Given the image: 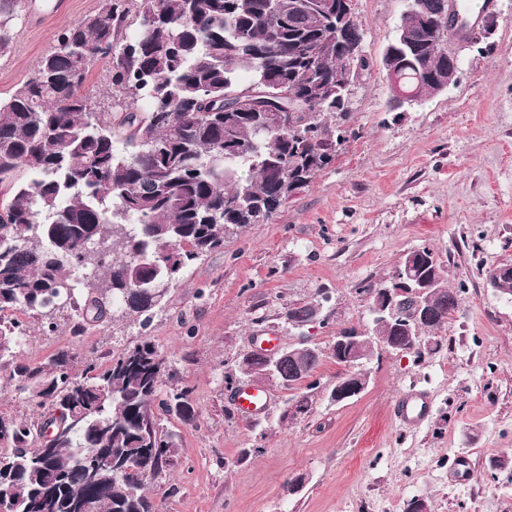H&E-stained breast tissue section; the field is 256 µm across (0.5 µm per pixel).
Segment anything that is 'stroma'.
Returning a JSON list of instances; mask_svg holds the SVG:
<instances>
[{
  "label": "stroma",
  "instance_id": "obj_1",
  "mask_svg": "<svg viewBox=\"0 0 512 512\" xmlns=\"http://www.w3.org/2000/svg\"><path fill=\"white\" fill-rule=\"evenodd\" d=\"M10 52L0 56V98L8 97L55 45L58 33L95 13L100 0H22ZM404 0H355L362 47L373 64L349 99L354 133L335 161L279 210L201 257L169 289L149 326L121 312L79 324L71 306L42 316L7 309L27 330L0 359V416L42 425L37 407L9 378L13 365L66 355L73 372L150 339L172 370L166 387L188 386L194 422L162 416L181 454L150 492L164 512H403L410 499L429 512H512V299L487 284L512 261V0H494L493 31L459 48L462 70L448 91L402 107L380 63ZM442 263L459 304L422 359L380 352L367 362V390L333 403L340 368L324 359L311 393L271 380L251 382L239 360L267 335L298 338L286 305L323 298L319 348L338 329L371 323L367 281L390 277L412 250ZM257 384L267 411L240 419L235 392ZM424 392L432 410L420 426L393 415L404 390ZM310 409L290 414L300 397ZM305 475L297 493L288 479Z\"/></svg>",
  "mask_w": 512,
  "mask_h": 512
}]
</instances>
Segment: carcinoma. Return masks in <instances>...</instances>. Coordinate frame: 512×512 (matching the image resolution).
<instances>
[{
    "mask_svg": "<svg viewBox=\"0 0 512 512\" xmlns=\"http://www.w3.org/2000/svg\"><path fill=\"white\" fill-rule=\"evenodd\" d=\"M19 0H0V55L12 41ZM422 0L400 24L410 41L395 59L406 90L418 95L454 71L446 32ZM363 30L349 25L336 44V0H100L98 11L64 29L36 67L38 79L0 99V312H46L48 296L81 321L100 322L118 306L150 322L169 288L199 258L224 248L234 227L269 224L282 205L336 159L349 110L321 94L334 85L336 59ZM105 62L111 107L82 94ZM263 87L319 110L293 122L247 102ZM112 254L104 266L90 251ZM419 270L440 279L430 297L427 334L448 324L458 291L441 262L417 249ZM316 301L290 304L303 325ZM374 340L398 336L395 320L372 319ZM23 326L0 318V358L21 344ZM324 358L285 359L274 378L297 388ZM165 358L147 340L100 369L70 373L60 356L17 365L10 378L41 406L51 402L64 430L39 455L27 420L0 421V497L14 512H78L94 497L100 512H164L146 491L179 448L160 432L156 409L195 420L191 391L161 393ZM112 465L93 469L98 452Z\"/></svg>",
    "mask_w": 512,
    "mask_h": 512,
    "instance_id": "obj_1",
    "label": "carcinoma"
}]
</instances>
